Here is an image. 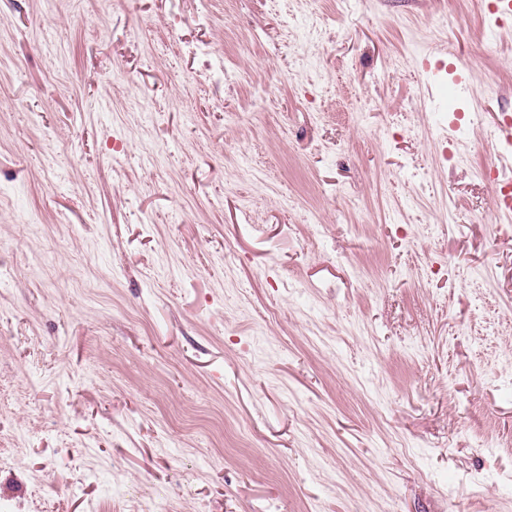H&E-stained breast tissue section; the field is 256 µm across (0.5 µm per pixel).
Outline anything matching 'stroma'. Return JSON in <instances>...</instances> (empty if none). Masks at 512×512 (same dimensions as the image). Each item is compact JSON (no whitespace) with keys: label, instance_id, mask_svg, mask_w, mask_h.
<instances>
[{"label":"stroma","instance_id":"1","mask_svg":"<svg viewBox=\"0 0 512 512\" xmlns=\"http://www.w3.org/2000/svg\"><path fill=\"white\" fill-rule=\"evenodd\" d=\"M504 113L474 0H0V503L512 512Z\"/></svg>","mask_w":512,"mask_h":512}]
</instances>
